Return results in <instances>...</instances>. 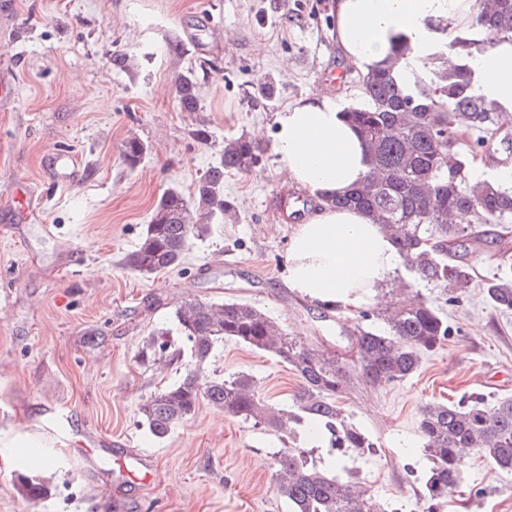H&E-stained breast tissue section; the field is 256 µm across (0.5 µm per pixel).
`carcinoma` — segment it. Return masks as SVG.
<instances>
[{
  "label": "carcinoma",
  "mask_w": 512,
  "mask_h": 512,
  "mask_svg": "<svg viewBox=\"0 0 512 512\" xmlns=\"http://www.w3.org/2000/svg\"><path fill=\"white\" fill-rule=\"evenodd\" d=\"M502 37L512 38V0H482L469 31L451 46L466 58ZM407 52L408 47L395 46L388 65L360 77L364 103L347 108L346 113L366 145L372 171L364 183L333 204L359 209L372 223L385 227L413 273L448 288L450 298L458 299L474 279L467 255L486 242L488 227H497L493 236L499 245L508 244L512 189L473 183L468 175L470 157L489 149L488 133L500 106L473 91L466 64L452 70L444 67L442 49L413 72L409 86L401 85L393 70ZM198 80L192 68L177 76L181 111H200ZM461 116L468 121L467 132L476 135L466 147L456 137ZM148 150L142 140L129 137L123 144V161L134 170ZM260 153L259 145L250 140H228L219 160L195 184L191 198L177 187L164 191L124 266L143 277L180 266L188 239L208 235L211 226L231 210L224 199V175L251 171L259 164ZM458 212L469 216L467 223L449 222ZM484 290L495 308L512 310V268L487 279ZM377 318L387 331L358 327L352 338L361 376L372 386L407 378L419 367L422 355L437 350L450 334L444 317L420 297L382 309ZM175 320L190 342L198 368L227 339L287 364L299 378L300 391L295 408L286 411L265 402L246 373L202 379L189 372L140 405L151 435L166 437L205 399L224 414L251 421L290 444L275 459L273 479L293 512H384L361 483L328 476L310 464L308 449L297 446L300 433L315 425L333 448L365 454L375 447L364 431L345 419L338 405L350 386L344 357L309 347L240 300L184 304L176 309ZM418 430L431 463L424 482L431 501L443 500L455 489L461 460L469 453L512 472V399L491 406L484 396L472 394L456 404L428 403L421 409ZM20 483L31 500L46 492L35 478L22 476Z\"/></svg>",
  "instance_id": "cac0c4a2"
}]
</instances>
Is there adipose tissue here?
<instances>
[{
  "label": "adipose tissue",
  "instance_id": "ef3b65f1",
  "mask_svg": "<svg viewBox=\"0 0 512 512\" xmlns=\"http://www.w3.org/2000/svg\"><path fill=\"white\" fill-rule=\"evenodd\" d=\"M480 0H334L336 38L346 60L360 73L382 66L393 42L409 48L398 66L401 81L438 46L449 64L467 62L472 89L512 115V39L460 58L452 40L468 29ZM272 149L292 182L314 196L335 197L369 173L365 145L344 118L343 105L317 93L278 112ZM401 258L380 225L356 209L326 203L302 219L287 255L289 288L315 302L346 309L378 306Z\"/></svg>",
  "mask_w": 512,
  "mask_h": 512
}]
</instances>
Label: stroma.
I'll return each instance as SVG.
<instances>
[{
    "mask_svg": "<svg viewBox=\"0 0 512 512\" xmlns=\"http://www.w3.org/2000/svg\"><path fill=\"white\" fill-rule=\"evenodd\" d=\"M0 9V68L15 75V100L0 108V512H95L108 485L116 512H290L272 478L283 441L208 402L162 439L139 407L179 382L189 355L165 365L145 353L163 328L187 346L174 319L181 304L246 301L314 348L346 353L354 327L384 331L369 308L321 311L287 284L288 242L299 198L271 148L277 112L321 92L356 105L359 73L334 35L333 0H7ZM125 56L120 68L114 56ZM199 72L197 112L181 111L174 80ZM203 128L208 140L196 139ZM150 147L134 170L127 137ZM259 142L258 166L224 177L233 216L190 237L182 264L148 278L123 265L158 198L191 193L228 139ZM72 154L82 177L56 186L46 157ZM36 189L33 214L17 222L14 190ZM399 279L442 312L451 335L403 381L373 387L353 376L340 401L375 443L372 453L333 458L320 439H300L319 468L355 477L386 512H512V474L478 454L462 465L448 499L425 498L429 462L417 423L428 403L472 392L512 398V311L481 288L452 302L442 288ZM250 374L269 404L291 409L298 380L287 365L227 340L205 376ZM52 445L49 469L25 465L24 441ZM150 458L147 471L129 462ZM47 488L27 499L19 475Z\"/></svg>",
    "mask_w": 512,
    "mask_h": 512,
    "instance_id": "35a3bbf8",
    "label": "stroma"
}]
</instances>
